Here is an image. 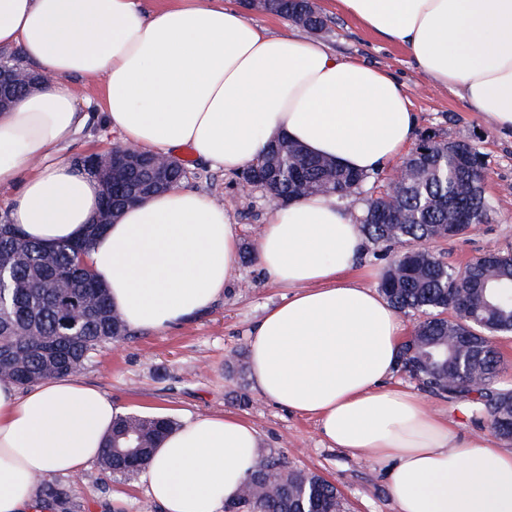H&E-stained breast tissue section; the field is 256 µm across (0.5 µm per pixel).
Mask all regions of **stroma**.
<instances>
[{
    "label": "stroma",
    "mask_w": 512,
    "mask_h": 512,
    "mask_svg": "<svg viewBox=\"0 0 512 512\" xmlns=\"http://www.w3.org/2000/svg\"><path fill=\"white\" fill-rule=\"evenodd\" d=\"M317 2L330 20L319 40L338 55L388 68L402 82L417 116L415 137L435 133L464 140L485 157L484 189L494 207L490 223L434 243L433 251L445 252L449 261L463 265L490 250H512V134L498 132L463 100L416 73L400 45L362 29L338 11L334 0ZM184 184L223 206L238 228L242 255L223 297L180 326L159 332L130 330L125 340L100 347L79 370V377L104 390L128 413L166 415L178 422L198 415L240 416L257 429L262 453L284 455L292 467L335 484L350 512H395L388 464L365 452L328 447L315 419L266 401L254 385L242 390L230 381L228 362L246 352L254 323L285 294L268 281L252 255L274 204L257 192L241 193L236 175L208 169L197 160L190 164ZM388 384L423 393L417 380L400 371ZM243 391L250 396V405L240 404ZM423 395L453 434L476 440L489 437L488 428L471 423L456 404ZM50 480L72 492L77 512H162L139 474L112 476L94 462L79 475L54 474Z\"/></svg>",
    "instance_id": "35a3bbf8"
}]
</instances>
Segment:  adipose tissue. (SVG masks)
Listing matches in <instances>:
<instances>
[{
	"instance_id": "adipose-tissue-1",
	"label": "adipose tissue",
	"mask_w": 512,
	"mask_h": 512,
	"mask_svg": "<svg viewBox=\"0 0 512 512\" xmlns=\"http://www.w3.org/2000/svg\"><path fill=\"white\" fill-rule=\"evenodd\" d=\"M363 28L400 44L415 70L496 130L512 132V0H336ZM49 83L0 113V187L26 238L83 236L102 186L59 155L88 122L73 78L103 85L98 114L123 143L166 155L191 148L237 173L276 137L369 175L398 160L416 114L388 69L323 42L274 34L230 0H0V48ZM366 240L330 196L274 207L255 249L288 296L248 347L261 397L312 418L330 446L389 463L397 512H512V450L452 434L416 393L386 386L404 327L352 273ZM239 236L223 207L176 186L123 209L88 263L127 326L162 330L224 294ZM121 410L77 376L27 390L0 380V512H32L41 475L99 458ZM260 436L232 414L185 419L144 469L164 512H222L257 458Z\"/></svg>"
}]
</instances>
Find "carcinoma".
Wrapping results in <instances>:
<instances>
[{"label": "carcinoma", "instance_id": "cac0c4a2", "mask_svg": "<svg viewBox=\"0 0 512 512\" xmlns=\"http://www.w3.org/2000/svg\"><path fill=\"white\" fill-rule=\"evenodd\" d=\"M261 10L308 31L328 28V19L311 9L309 0H264ZM430 150L423 161L411 154L404 159L409 174L392 192L369 193L364 190L368 176L285 139L272 143L238 177L269 174L266 196L286 203L333 195L359 212L356 223L371 244H407L386 266L380 283L395 310L422 315L400 347V369L511 443L512 430L503 428L502 421L512 420V387L500 382L494 338L512 335V251H489L461 268L441 253L415 248L448 239L453 224L468 232L487 223L493 212L483 188L485 167L464 160L473 145L453 150L437 135ZM11 228L9 218L0 222V254L11 257L0 277V380L25 387L66 375L102 345L124 339L128 328L72 243L47 252L40 243L12 237ZM62 269L73 274L64 298L56 288ZM75 303L86 306L89 314L83 324L70 328L65 325L66 306ZM176 426L165 415L119 417L101 459L103 470L138 473ZM38 506L55 512L76 508L67 492L47 482L39 484ZM224 512H345V506L335 485L270 453L254 461L238 497L224 503Z\"/></svg>", "mask_w": 512, "mask_h": 512}]
</instances>
